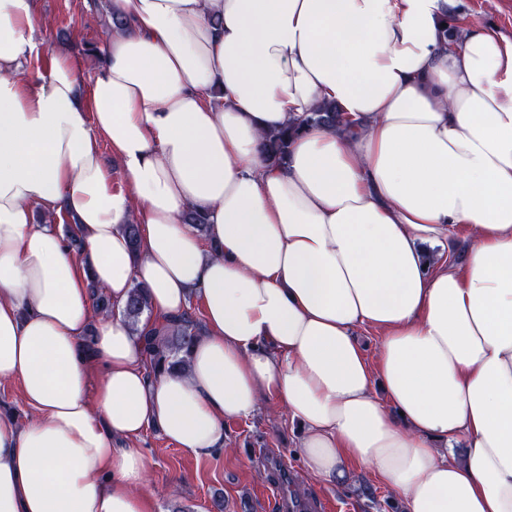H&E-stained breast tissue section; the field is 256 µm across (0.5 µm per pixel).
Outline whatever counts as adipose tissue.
Wrapping results in <instances>:
<instances>
[{
    "label": "adipose tissue",
    "instance_id": "obj_1",
    "mask_svg": "<svg viewBox=\"0 0 512 512\" xmlns=\"http://www.w3.org/2000/svg\"><path fill=\"white\" fill-rule=\"evenodd\" d=\"M447 4L111 0L85 97L65 56L31 83L35 0H0V380L32 414L0 415V512H154L146 432L207 456L265 396L328 484L512 512V38ZM328 102L350 127L273 165L264 135ZM458 224L465 265L429 260ZM136 284L152 328L199 299L186 370L150 371Z\"/></svg>",
    "mask_w": 512,
    "mask_h": 512
}]
</instances>
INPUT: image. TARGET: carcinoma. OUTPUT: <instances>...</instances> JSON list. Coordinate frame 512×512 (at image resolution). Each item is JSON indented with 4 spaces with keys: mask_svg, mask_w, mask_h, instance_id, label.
Returning a JSON list of instances; mask_svg holds the SVG:
<instances>
[{
    "mask_svg": "<svg viewBox=\"0 0 512 512\" xmlns=\"http://www.w3.org/2000/svg\"><path fill=\"white\" fill-rule=\"evenodd\" d=\"M300 124L324 125L339 129L349 126L351 121L339 112L336 106L327 104L303 117ZM289 138L290 134L286 129L265 138L264 152L274 163L280 165L286 163ZM88 287L96 310L102 314L112 312V300L95 281H90ZM146 311H148V304L143 289L135 284L129 293L122 314L144 344L150 368L154 372L185 368L195 340L202 335L203 327L189 314L184 313L159 328L142 329L140 319Z\"/></svg>",
    "mask_w": 512,
    "mask_h": 512,
    "instance_id": "cac0c4a2",
    "label": "carcinoma"
}]
</instances>
